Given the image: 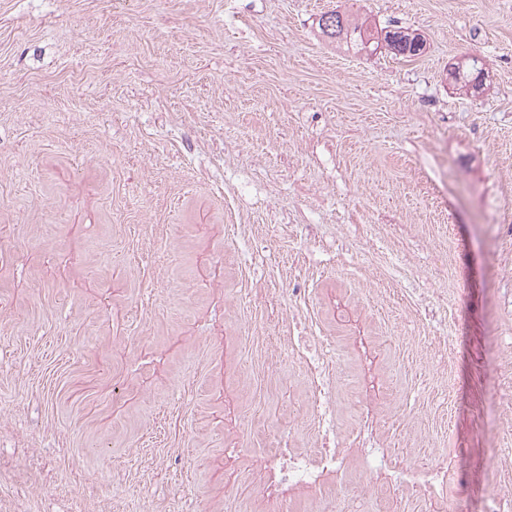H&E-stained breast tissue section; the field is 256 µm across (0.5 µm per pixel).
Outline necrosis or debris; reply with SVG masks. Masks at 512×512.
Segmentation results:
<instances>
[{
    "mask_svg": "<svg viewBox=\"0 0 512 512\" xmlns=\"http://www.w3.org/2000/svg\"><path fill=\"white\" fill-rule=\"evenodd\" d=\"M326 352L304 354L303 360L311 373L312 394L316 405L317 429L329 432L334 428L327 410L329 379L326 375ZM455 449L421 467L401 461L384 448H316L296 451L290 448H268L255 457L254 472L258 477L259 494L278 500L282 512H288L292 499L314 496L325 501L330 486L342 481L352 463H360L369 472L372 482L368 495L380 498L388 489L400 488L422 498L429 512H450L463 494V486L449 483L455 472Z\"/></svg>",
    "mask_w": 512,
    "mask_h": 512,
    "instance_id": "1",
    "label": "necrosis or debris"
}]
</instances>
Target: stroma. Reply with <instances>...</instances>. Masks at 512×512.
<instances>
[{"instance_id":"1","label":"stroma","mask_w":512,"mask_h":512,"mask_svg":"<svg viewBox=\"0 0 512 512\" xmlns=\"http://www.w3.org/2000/svg\"><path fill=\"white\" fill-rule=\"evenodd\" d=\"M510 211L512 0H0V512H273L224 451L316 447L305 343L337 447L372 395L374 447L512 512ZM355 507L426 510L293 502ZM365 22L359 23L349 15L337 11L327 12L321 16L319 26L323 35L331 40L343 42L358 49L367 48L371 34L364 29ZM388 28L389 27H386L381 30V34L384 32V40L388 41V37L391 34H393L394 37H400L398 41L400 43V47L397 46L395 49H390L396 58L398 57L400 59H406V61H411L423 55L426 50V41L421 34L416 33L415 31H409V29L402 30V28ZM418 37L422 39V46H420L419 50L417 48L414 49L413 46V42ZM409 42L412 43L410 47ZM457 66H459V69H457V74L453 78L455 83H460L462 88L466 87L468 89L472 88L471 84L473 82L478 83V85L473 86L474 91L483 86L484 70L482 68L468 62L458 63ZM307 368L311 373L312 394L316 405L317 432L327 433L335 427L330 410L326 409L329 393V377L326 375L325 362L329 355L315 350L312 353H302Z\"/></svg>"}]
</instances>
